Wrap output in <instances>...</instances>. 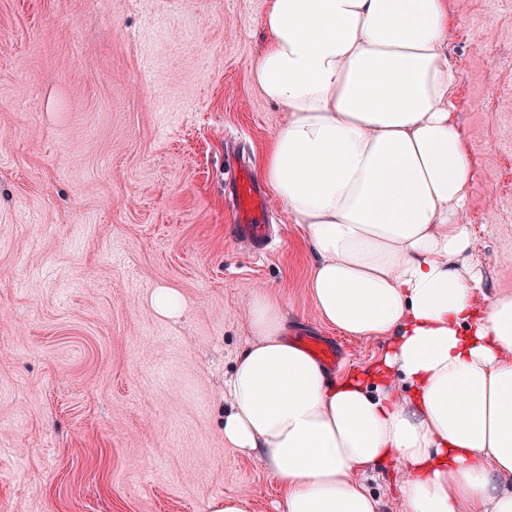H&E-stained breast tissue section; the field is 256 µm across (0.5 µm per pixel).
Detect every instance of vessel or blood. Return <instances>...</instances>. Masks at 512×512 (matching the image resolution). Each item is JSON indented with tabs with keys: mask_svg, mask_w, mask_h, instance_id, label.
<instances>
[{
	"mask_svg": "<svg viewBox=\"0 0 512 512\" xmlns=\"http://www.w3.org/2000/svg\"><path fill=\"white\" fill-rule=\"evenodd\" d=\"M237 237L259 250L273 248L275 239L266 222L267 198L249 167H240L232 182Z\"/></svg>",
	"mask_w": 512,
	"mask_h": 512,
	"instance_id": "b4317fda",
	"label": "vessel or blood"
}]
</instances>
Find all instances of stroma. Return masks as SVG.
<instances>
[{
  "mask_svg": "<svg viewBox=\"0 0 512 512\" xmlns=\"http://www.w3.org/2000/svg\"><path fill=\"white\" fill-rule=\"evenodd\" d=\"M266 6L0 0V512H212L241 493L282 512L275 478L224 444L250 295L280 298L292 344L337 345L332 372L386 347L320 321L307 230L277 198L278 247L235 237L229 162L260 174L287 116L248 79ZM448 10L484 301L512 290V0ZM402 476L362 474L380 512H405Z\"/></svg>",
  "mask_w": 512,
  "mask_h": 512,
  "instance_id": "1",
  "label": "stroma"
}]
</instances>
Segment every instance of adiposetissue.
I'll list each match as a JSON object with an SVG mask.
<instances>
[{"label": "adipose tissue", "mask_w": 512, "mask_h": 512, "mask_svg": "<svg viewBox=\"0 0 512 512\" xmlns=\"http://www.w3.org/2000/svg\"><path fill=\"white\" fill-rule=\"evenodd\" d=\"M263 23L248 77L287 119L262 177L307 227L310 298L328 326L390 342L330 374L254 293L225 446L264 464L284 512H379L357 476L386 460L406 512H512V292L479 303L468 264L446 0H269Z\"/></svg>", "instance_id": "obj_1"}]
</instances>
